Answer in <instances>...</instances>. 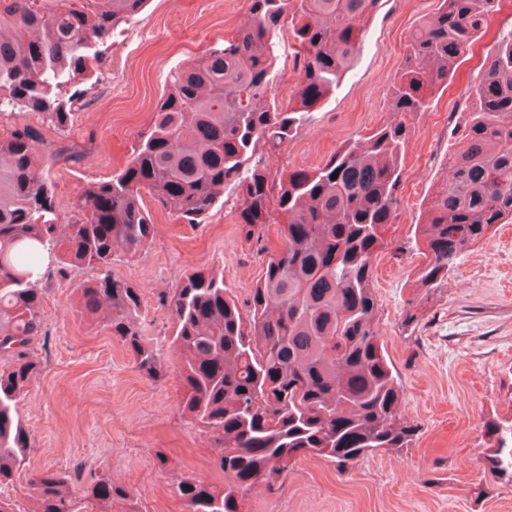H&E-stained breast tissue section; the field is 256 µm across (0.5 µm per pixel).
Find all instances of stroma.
Here are the masks:
<instances>
[{
	"label": "stroma",
	"instance_id": "stroma-1",
	"mask_svg": "<svg viewBox=\"0 0 512 512\" xmlns=\"http://www.w3.org/2000/svg\"><path fill=\"white\" fill-rule=\"evenodd\" d=\"M438 5L380 0L342 82L270 169L323 166L344 143L390 120L393 79L408 36ZM247 9L248 0H149L104 47L68 132L30 113L0 118L1 138L27 125L60 151L50 178L61 223H70L81 190L111 178L131 157L169 72L234 37ZM510 27L512 0H499L447 88L427 111L407 117L399 217L372 262L377 325L401 385L402 416L417 429L415 441L342 469L298 457L280 487L239 495L237 512H512V482L493 480L483 463L493 445L486 422L512 420V224L497 225L461 253L443 288L427 294L416 282L423 261L416 226L447 176V158L474 106L472 88L490 62L489 49ZM277 43L275 95L285 102L299 80L297 44L288 30ZM72 147L81 150L80 161L67 158ZM143 201L154 217V238L139 256L117 253L112 272L140 289L144 334L162 355L165 378L142 375L103 323L81 312L78 287L98 269L62 275L53 265L44 273L41 307L47 338L29 349L41 369L18 411L36 448L31 469L67 472L79 463L85 474L106 475L136 492L140 512H182L173 475L216 486L224 476L211 464L218 454L211 435L180 411V361L171 349L169 312L158 297L184 275L220 268L235 294L246 298L281 238L272 224L261 242L245 241L229 190L206 222L194 226L174 220L151 195ZM410 312L416 319L409 324ZM160 449L169 458L165 470L156 458Z\"/></svg>",
	"mask_w": 512,
	"mask_h": 512
}]
</instances>
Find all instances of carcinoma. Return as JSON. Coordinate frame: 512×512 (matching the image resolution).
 I'll return each instance as SVG.
<instances>
[{
  "instance_id": "obj_1",
  "label": "carcinoma",
  "mask_w": 512,
  "mask_h": 512,
  "mask_svg": "<svg viewBox=\"0 0 512 512\" xmlns=\"http://www.w3.org/2000/svg\"><path fill=\"white\" fill-rule=\"evenodd\" d=\"M146 0H0V116L35 112L59 132L74 120L81 91L62 90L92 68L104 45ZM495 0H439L408 36L391 93L392 117L343 144L322 167L274 176L263 153L281 151L346 73L379 0H249L238 34L199 61L172 70L127 165L84 188L70 224L59 223L49 178L55 153L28 126L0 139V490L24 477L35 512H138L137 494L100 475L74 496L69 473L27 470L31 434L18 404L39 372L27 348L47 336L40 280L31 267L62 244L59 272L94 266L80 306L132 354L153 381L166 376L143 334L140 290L111 272L115 247L137 256L155 224L151 193L175 219L201 224L236 191L239 230L262 240L272 223L282 245L244 301L224 269L185 275L158 302L173 323L182 360L180 409L220 445L213 460L224 487L175 475L183 512H236L237 496L282 485L298 451L346 467L369 454L408 447L403 395L385 357L370 288L375 252L398 217L406 116L424 112L458 59L487 24ZM288 29L301 48V76L276 100L275 38ZM453 177L437 186L418 225L419 287L443 286L457 256L498 224L512 223V29L501 32L474 86ZM336 179H331L333 174ZM496 445L484 457L512 481V422L486 423Z\"/></svg>"
}]
</instances>
